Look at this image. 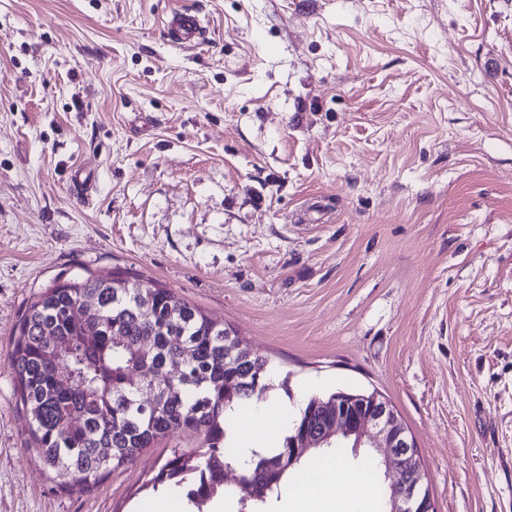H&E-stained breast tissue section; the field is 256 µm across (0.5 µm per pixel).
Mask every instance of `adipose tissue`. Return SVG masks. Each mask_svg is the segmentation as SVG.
I'll return each mask as SVG.
<instances>
[{"instance_id": "adipose-tissue-1", "label": "adipose tissue", "mask_w": 512, "mask_h": 512, "mask_svg": "<svg viewBox=\"0 0 512 512\" xmlns=\"http://www.w3.org/2000/svg\"><path fill=\"white\" fill-rule=\"evenodd\" d=\"M288 407L266 403L244 412L234 413L231 428L234 454L230 461L235 468L251 466L268 451L267 444L255 441L254 431L265 421L289 422ZM348 488L349 493L341 501L330 500L332 487ZM378 487L374 469L369 463L352 465L342 456H334L318 462L310 468L306 482H284L281 496L289 512H373L372 504Z\"/></svg>"}]
</instances>
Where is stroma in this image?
Wrapping results in <instances>:
<instances>
[{
  "instance_id": "35a3bbf8",
  "label": "stroma",
  "mask_w": 512,
  "mask_h": 512,
  "mask_svg": "<svg viewBox=\"0 0 512 512\" xmlns=\"http://www.w3.org/2000/svg\"><path fill=\"white\" fill-rule=\"evenodd\" d=\"M115 272L232 327L279 402L380 392L435 512H512V0H0V512L153 507L189 444L85 492L27 447L23 312ZM170 36L174 43L182 44L187 40H198L204 36V29L192 15H176L170 22Z\"/></svg>"
}]
</instances>
